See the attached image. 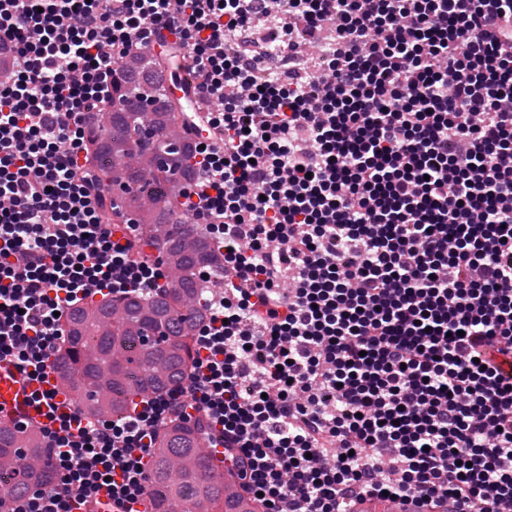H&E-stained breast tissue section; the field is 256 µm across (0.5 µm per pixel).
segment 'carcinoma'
<instances>
[{
	"mask_svg": "<svg viewBox=\"0 0 512 512\" xmlns=\"http://www.w3.org/2000/svg\"><path fill=\"white\" fill-rule=\"evenodd\" d=\"M169 58L150 52L125 60L112 111L93 121L86 156L107 181L133 187L112 200L111 224L136 227L137 257L177 268L159 293L71 307L55 355L59 376L92 418H116L138 396L162 394L185 378L193 336L224 287V266L207 226L187 215L181 198L192 180L194 133L183 105L163 93ZM150 332L159 339L148 342ZM12 497L48 482L38 422L0 423V474ZM148 512H261L253 501L224 495V458L208 452L201 420H174L157 435L149 466Z\"/></svg>",
	"mask_w": 512,
	"mask_h": 512,
	"instance_id": "obj_1",
	"label": "carcinoma"
}]
</instances>
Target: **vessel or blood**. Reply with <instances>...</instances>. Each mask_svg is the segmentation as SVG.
<instances>
[{
    "label": "vessel or blood",
    "instance_id": "obj_1",
    "mask_svg": "<svg viewBox=\"0 0 512 512\" xmlns=\"http://www.w3.org/2000/svg\"><path fill=\"white\" fill-rule=\"evenodd\" d=\"M166 87L182 99L186 112L198 111V96L191 76L184 67H172L166 73ZM46 391L47 405L55 407L57 413L77 410L72 392L63 384L58 373L45 375L39 385H32L7 362H0V420L7 422L28 421L38 418L39 412L31 402L33 388Z\"/></svg>",
    "mask_w": 512,
    "mask_h": 512
}]
</instances>
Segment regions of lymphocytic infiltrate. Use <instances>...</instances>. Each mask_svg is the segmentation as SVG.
<instances>
[{"instance_id": "obj_1", "label": "lymphocytic infiltrate", "mask_w": 512, "mask_h": 512, "mask_svg": "<svg viewBox=\"0 0 512 512\" xmlns=\"http://www.w3.org/2000/svg\"><path fill=\"white\" fill-rule=\"evenodd\" d=\"M265 2L0 0V359L41 380L89 286L161 288L81 150L164 30L206 104L186 207L224 257L185 381L117 419L48 411L54 479L11 512L103 488L140 512L158 428L197 415L264 512L512 505V0H281L272 55L323 45L296 78L225 48Z\"/></svg>"}]
</instances>
